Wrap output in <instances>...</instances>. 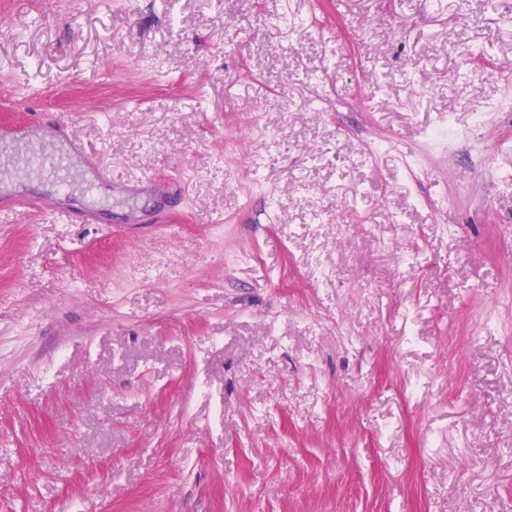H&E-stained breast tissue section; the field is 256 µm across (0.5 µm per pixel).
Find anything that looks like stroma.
Masks as SVG:
<instances>
[{"label":"stroma","mask_w":512,"mask_h":512,"mask_svg":"<svg viewBox=\"0 0 512 512\" xmlns=\"http://www.w3.org/2000/svg\"><path fill=\"white\" fill-rule=\"evenodd\" d=\"M511 13L0 0V512H512ZM65 138H66L67 142L69 143L71 151L81 155L84 158V160L86 161V163L88 164V166L96 174V177H97L96 181H91V182L86 183V185H88V187L92 188L94 191H97L98 186L104 182H110L113 185H118V186L124 187L130 191V190H134V189L140 187L141 185H144L143 182H147L145 184H149L154 181L151 179L137 180V183L116 181L112 177V172L96 160L93 150L90 147H85L84 145L74 141L73 139H71L69 137L68 127H66ZM138 182H141V183H138ZM35 163L47 174V177L59 183L62 190L65 188L72 175L70 154L67 149H42Z\"/></svg>","instance_id":"obj_1"}]
</instances>
